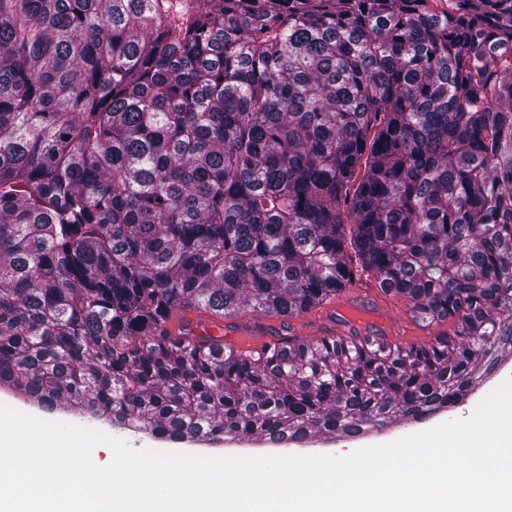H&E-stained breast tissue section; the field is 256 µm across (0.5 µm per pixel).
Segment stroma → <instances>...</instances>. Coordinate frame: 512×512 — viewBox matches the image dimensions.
Wrapping results in <instances>:
<instances>
[{"label": "stroma", "instance_id": "obj_1", "mask_svg": "<svg viewBox=\"0 0 512 512\" xmlns=\"http://www.w3.org/2000/svg\"><path fill=\"white\" fill-rule=\"evenodd\" d=\"M502 366L497 375L484 385L477 387L462 406L450 407L436 413L425 420L397 418L395 425L382 427L381 431L359 436H345L339 433L313 432L305 440L292 441L286 444L274 443L262 437L233 438L230 436L214 442L209 441H172L156 438L144 432L121 429L111 422L80 415L74 404L65 402L55 408L47 409L35 400L18 394L13 390L0 387V402L19 409L30 415L81 425L105 431L106 434L124 439L132 448H153L162 451L186 452L205 451L213 455L258 456L274 454H334L340 455L362 447L391 442L400 437L416 433L443 422L459 418L463 413L473 412L477 404L494 388L506 379L512 378V350L504 351L501 358Z\"/></svg>", "mask_w": 512, "mask_h": 512}]
</instances>
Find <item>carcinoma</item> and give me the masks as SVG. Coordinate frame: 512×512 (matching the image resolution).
I'll use <instances>...</instances> for the list:
<instances>
[{"label": "carcinoma", "mask_w": 512, "mask_h": 512, "mask_svg": "<svg viewBox=\"0 0 512 512\" xmlns=\"http://www.w3.org/2000/svg\"><path fill=\"white\" fill-rule=\"evenodd\" d=\"M0 385L171 440L359 432L512 347V0H0ZM372 277L450 331L247 352ZM222 321L211 319L200 311L194 309H186L177 311L171 315L167 323L169 329L176 332L181 326H188L194 336H201L204 334H211L214 331L220 332ZM265 323L270 328V335L266 336L267 340H276L277 337L275 336H288L294 335L291 331H287L282 328L281 326V319L277 317H265V316H258L255 313H251L248 310L246 312L241 313L238 317L233 319H226L224 320V332L225 327L232 326V328L237 329H251L254 326L259 325V323Z\"/></svg>", "instance_id": "carcinoma-1"}]
</instances>
